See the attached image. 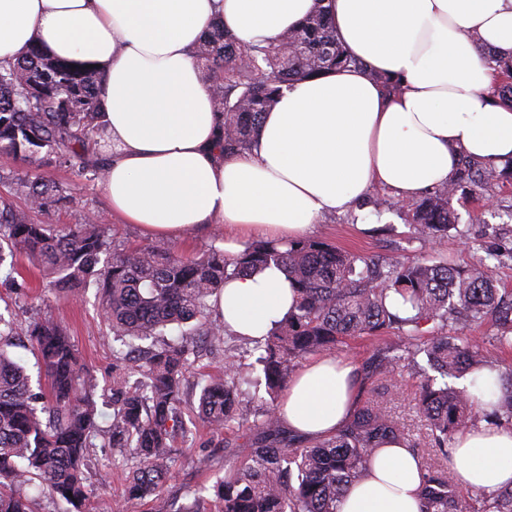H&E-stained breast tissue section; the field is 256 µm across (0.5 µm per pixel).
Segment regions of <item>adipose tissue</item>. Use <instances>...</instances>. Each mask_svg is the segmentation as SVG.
Masks as SVG:
<instances>
[{"label": "adipose tissue", "instance_id": "1", "mask_svg": "<svg viewBox=\"0 0 512 512\" xmlns=\"http://www.w3.org/2000/svg\"><path fill=\"white\" fill-rule=\"evenodd\" d=\"M338 40L359 68L300 78L261 120L256 145L225 156L221 115L196 48L215 22L245 46L294 29L314 0H0V59L32 42L95 62L101 122L112 149L100 188L112 214L152 237L224 228V253L242 238L282 243L330 215L358 211L373 187L410 202L447 185L461 155L512 159V107L494 102L488 57L512 61V0H326ZM398 80L390 94L370 79ZM294 294L277 266L228 280L224 326L265 336ZM354 365L318 355L289 380L278 415L289 431L321 439L357 405ZM452 467L462 486L512 483V427L460 436ZM418 466L386 445L340 512H420Z\"/></svg>", "mask_w": 512, "mask_h": 512}]
</instances>
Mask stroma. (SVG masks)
<instances>
[{"mask_svg":"<svg viewBox=\"0 0 512 512\" xmlns=\"http://www.w3.org/2000/svg\"><path fill=\"white\" fill-rule=\"evenodd\" d=\"M94 155H87L85 165H64L55 156H43L40 166L0 154V175L13 178L41 175L51 178L67 189L65 199L49 210L37 213L38 221L59 230H69L84 223L88 216L99 215L116 247L128 248L149 244L151 238L136 225L124 223L109 215L107 202L99 188V177L91 169L96 166ZM496 201L492 205H460V223L465 232L451 235L441 249L462 267L475 264L480 256L477 244L489 245L502 237L512 222V184L495 189ZM308 241L325 242L362 256H396L405 262L430 255L431 248L416 239L411 225L394 212L382 216L372 214L355 217L348 212L326 217L307 236ZM23 290L10 292L0 285V313L12 314L19 323L30 318L50 315L63 319L72 339L98 382H106L112 375V350L117 343L103 325L98 311L96 287L86 289L83 298L75 300L62 293L49 290L42 273L31 262H23ZM426 366L425 356H418L415 364L400 369L398 395L387 403L388 412L404 426L408 438L426 457H434L429 445L427 427L418 416L415 404L418 396L419 371ZM254 433V419L247 416L221 433H211L203 423H195L193 435L174 442L176 463L163 487L161 500L174 501L182 506L191 505L196 495H204L211 512H218L219 501L213 491L217 477L224 473L227 454L225 445L248 443ZM207 459V468H200L199 459ZM123 467L113 464L112 451L94 449L88 463L90 499L88 512H154L156 502L146 499H125ZM159 499V500H160Z\"/></svg>","mask_w":512,"mask_h":512,"instance_id":"35a3bbf8","label":"stroma"}]
</instances>
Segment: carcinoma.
I'll return each mask as SVG.
<instances>
[{
	"instance_id": "1",
	"label": "carcinoma",
	"mask_w": 512,
	"mask_h": 512,
	"mask_svg": "<svg viewBox=\"0 0 512 512\" xmlns=\"http://www.w3.org/2000/svg\"><path fill=\"white\" fill-rule=\"evenodd\" d=\"M316 0L297 28L280 39L245 47L220 25L201 39L199 53L217 111L223 118L224 155L252 150L263 114L284 86L359 67L336 38L329 12ZM494 97L512 106V63L493 57ZM101 72L78 60L60 59L34 43L12 60L0 61V153L36 163L54 154L64 164L81 157L98 133ZM512 179V162L498 167L462 156L454 179L416 201L407 223L418 239L440 243L458 230L454 206L461 188L487 199L496 178ZM0 186V266L10 261L38 266L57 292L77 297L93 282L100 312L127 349L112 355V418L101 425L96 379L81 359L64 323L37 318L20 329L0 315V512H39L26 487L33 482L73 506L88 499L85 462L90 449L110 447L131 460L126 494L160 496L174 462L172 442L187 437L190 397L198 415L221 432L258 401L252 451L224 467L213 486L221 512H339L353 482L369 468L374 451L405 444L400 422L388 414V395L397 388L401 363L425 353L433 377L420 375L418 413L427 422L438 460L417 457L420 512H469L449 475L448 448L458 434L486 423L512 421V369L497 371V389L486 398L448 383L467 373L496 371L488 347L512 348V298L498 288L481 261L467 269L443 257L404 262L397 257H362L324 242H291L280 249L266 241L248 244L236 257L221 250L177 256L155 241L135 249L114 248L101 225L78 224L64 234L32 214L62 198L64 188L46 177L20 178ZM21 197L26 208L14 206ZM274 264L295 287L294 311L264 338L254 341V365L266 397L242 391L239 359L224 356V374L191 382L189 358L224 344V323L211 298L231 277ZM495 314L497 333L480 340L464 330ZM432 329H426L427 325ZM398 340L374 349L363 366L362 383L372 399L356 406L336 435L307 441L290 435L277 413L281 393L311 355L329 353L347 338ZM25 335L44 370L46 390L35 392L32 377L9 352ZM138 341L150 342L144 350ZM139 378L131 380L132 371ZM477 512H512V485L476 491Z\"/></svg>"
}]
</instances>
